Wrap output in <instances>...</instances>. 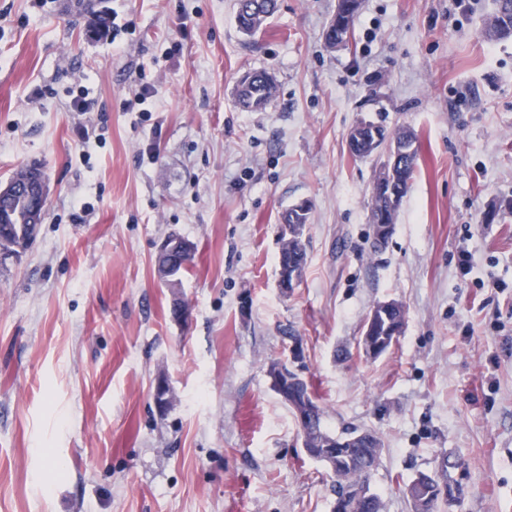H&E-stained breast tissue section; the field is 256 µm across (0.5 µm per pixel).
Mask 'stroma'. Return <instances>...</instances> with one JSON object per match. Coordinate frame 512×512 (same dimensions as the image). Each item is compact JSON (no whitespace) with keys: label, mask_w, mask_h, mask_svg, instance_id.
<instances>
[{"label":"stroma","mask_w":512,"mask_h":512,"mask_svg":"<svg viewBox=\"0 0 512 512\" xmlns=\"http://www.w3.org/2000/svg\"><path fill=\"white\" fill-rule=\"evenodd\" d=\"M74 2L0 0V185L36 167L48 188L33 243L0 261V512H331L332 475L266 373L286 325L327 428L380 439L384 512H412L406 484L445 456L468 489L440 512H512V36L482 34L495 0H362L335 49L336 0H277L250 38L234 0ZM257 70L277 92L250 112L234 89ZM363 119L420 142L379 251L384 157L347 146ZM301 200L308 262L284 297L280 216ZM173 234L195 245L175 287L155 273ZM389 300L405 329L365 358ZM371 211L376 215L378 220L384 219L389 223L383 224L384 222H376L373 225L374 238L377 243L383 245L393 235L398 207H391L386 199L371 195ZM395 303L396 302L394 301H384L379 303L374 307L365 321L361 344L363 351L367 355L376 357L384 353V351L388 349V347H391L400 336L404 327L401 323H405L406 319V309L403 305H398L388 313V318L391 321L400 323H394L386 326L384 331L379 335L380 328L377 320V314L378 312L389 311ZM387 343L388 347H386Z\"/></svg>","instance_id":"stroma-1"}]
</instances>
